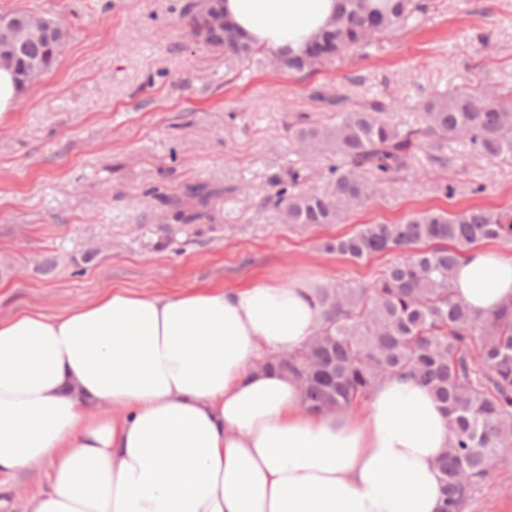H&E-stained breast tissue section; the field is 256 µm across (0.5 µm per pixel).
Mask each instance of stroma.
I'll return each instance as SVG.
<instances>
[{
  "mask_svg": "<svg viewBox=\"0 0 512 512\" xmlns=\"http://www.w3.org/2000/svg\"><path fill=\"white\" fill-rule=\"evenodd\" d=\"M186 0H0V14L32 10L71 37L57 65L28 86L0 123V319L59 314L113 288L152 294L243 288L298 275L346 288L369 285L394 251L353 262L323 241L422 209L512 207V157L448 141L442 160L420 148L392 185H373L339 224H270L258 203L271 175L298 168L333 190L337 159L296 151L287 128L335 120L313 90L350 107L379 99L404 129L415 103L456 86L512 98V0H419V25L372 42L308 75L268 58L226 69L224 55L191 43L178 19ZM207 182L224 188L216 223L166 244L150 195ZM250 185L252 195L240 193ZM57 267L42 273L41 262ZM48 488L46 468L0 473V501L26 512ZM464 512H512V458Z\"/></svg>",
  "mask_w": 512,
  "mask_h": 512,
  "instance_id": "1",
  "label": "stroma"
}]
</instances>
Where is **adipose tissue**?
<instances>
[{
    "label": "adipose tissue",
    "instance_id": "1",
    "mask_svg": "<svg viewBox=\"0 0 512 512\" xmlns=\"http://www.w3.org/2000/svg\"><path fill=\"white\" fill-rule=\"evenodd\" d=\"M257 46L300 48L339 0H223ZM454 288L486 316L512 305V255L471 247ZM323 322L316 282L177 294L111 289L64 313L0 320V472L51 466L28 512H440L451 433L408 377L349 413L306 411L259 367ZM117 408L100 414V405Z\"/></svg>",
    "mask_w": 512,
    "mask_h": 512
}]
</instances>
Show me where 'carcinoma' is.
I'll list each match as a JSON object with an SVG mask.
<instances>
[{"instance_id": "1", "label": "carcinoma", "mask_w": 512, "mask_h": 512, "mask_svg": "<svg viewBox=\"0 0 512 512\" xmlns=\"http://www.w3.org/2000/svg\"><path fill=\"white\" fill-rule=\"evenodd\" d=\"M332 26L295 53L280 49V68L312 73L318 67L393 36L417 20L415 0H341ZM180 21L195 41L224 52L227 65H244L266 49L251 44L224 20V37L213 35V14L187 2ZM19 60L48 73L58 55L46 41L17 49ZM422 126L401 131L381 118L374 99L337 113L327 125L294 131L304 150L329 149L341 159L331 171L335 193L304 187L306 176L289 169L270 179L260 210L277 223L337 224L343 206L369 196L357 171L386 184L408 164L419 142L441 152L447 140H463L488 157L512 153V106L484 92L457 87L420 103ZM224 190L208 183L152 197L168 214V231L185 236L215 222L212 202ZM512 244V208H466L454 213L427 209L397 223L364 224L329 239L325 252L364 260L396 250L409 257L385 269L364 288L323 287L324 324L301 348L278 356V364L302 387L307 409L348 412L381 381L409 375L427 387L448 416L450 449L440 462L441 512H464L489 472L512 447V308L485 318L460 301L453 285L460 255L474 244Z\"/></svg>"}]
</instances>
